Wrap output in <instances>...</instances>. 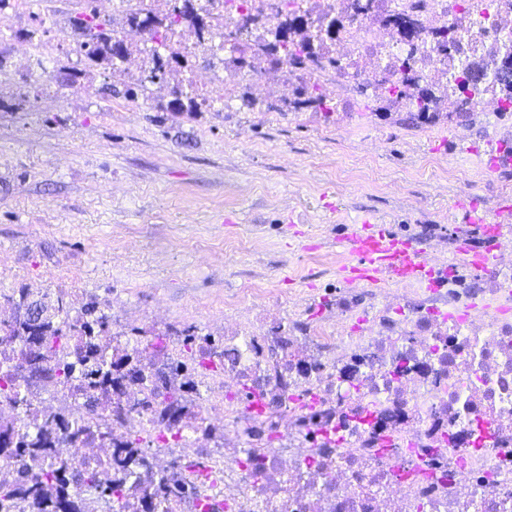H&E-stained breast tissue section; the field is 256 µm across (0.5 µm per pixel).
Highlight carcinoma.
<instances>
[{"instance_id":"obj_1","label":"carcinoma","mask_w":512,"mask_h":512,"mask_svg":"<svg viewBox=\"0 0 512 512\" xmlns=\"http://www.w3.org/2000/svg\"><path fill=\"white\" fill-rule=\"evenodd\" d=\"M191 9L189 0L176 9L167 22L151 28L159 43H164V28L175 25L176 19ZM74 25L82 29L88 40L80 46L82 53L92 62L107 63L112 69L124 61L128 51L114 56L116 44L127 42L112 35L108 24L93 10H83L74 19ZM282 41L283 52L291 57L303 52L313 55L310 38L298 34ZM177 57L160 59L147 72L151 80L163 79L174 70L172 62ZM462 86H470L478 95L489 85L485 71L467 67L462 73ZM141 88L136 83L113 84L108 87L111 97L135 99ZM180 96L169 104L171 112H198L199 104L193 92L185 86L175 88ZM13 304L16 316L0 325V336L14 337L9 349L0 351V399L13 407L26 408L32 401L22 391L20 373L27 371L48 383L67 385L76 394L98 387L102 395L87 400L88 417L82 422H70L60 414L43 415L23 426L0 423V452H8L30 463V469L19 472L16 481L0 484V512H15L19 503L26 504L21 512H97L91 500L72 497L68 493L72 484H89L100 495L128 501L137 500L133 512H148L153 504L154 512H173V504L197 499L195 486L174 475L162 474L151 478L156 490L150 495L140 492V469H148L145 452L139 442L129 439L127 449L130 467L123 476L101 475V465L90 464L74 469L55 461L52 456L53 434L57 429L70 432L78 438L86 431L96 429L102 439L112 438V430L101 427L99 419L106 410L109 390L120 391L133 386L150 389L159 397L155 420L159 431L184 430L208 431L205 420L195 411V406L185 397V390H194L198 383L189 380L180 385L174 379L188 369L187 362L209 367L224 360H215V346L207 337L188 334L184 346L189 353L188 361L174 359L167 354L166 346L153 344L151 349H128V346L111 348L99 341V336L109 332V316L92 300L76 304L68 294L61 292L56 298L52 313H47L43 302L34 300L23 288L10 294H0V299Z\"/></svg>"}]
</instances>
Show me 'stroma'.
I'll use <instances>...</instances> for the list:
<instances>
[{"mask_svg": "<svg viewBox=\"0 0 512 512\" xmlns=\"http://www.w3.org/2000/svg\"><path fill=\"white\" fill-rule=\"evenodd\" d=\"M51 2V18L33 0L35 19L0 31L32 47L0 54V292L52 303L62 290L95 300L112 332L192 328L220 344L237 329L225 297L253 325L266 317L249 290L257 282L296 333L337 293L359 311L368 303L367 284L341 277L354 260L341 242L350 224L380 220L425 250L443 241L451 258L461 239L484 246L464 207L489 216L512 205V170L489 168L482 150L493 136L512 144V112L427 134L406 119L345 128L338 114L284 117L270 101L171 112L164 82L149 100L111 98L110 67L85 77L58 51L85 39L72 24L78 5ZM36 71L55 98L29 92ZM375 139L383 149L367 178L351 179ZM435 156L466 184L439 185L425 164Z\"/></svg>", "mask_w": 512, "mask_h": 512, "instance_id": "obj_1", "label": "stroma"}]
</instances>
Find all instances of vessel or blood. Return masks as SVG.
Here are the masks:
<instances>
[{
    "mask_svg": "<svg viewBox=\"0 0 512 512\" xmlns=\"http://www.w3.org/2000/svg\"><path fill=\"white\" fill-rule=\"evenodd\" d=\"M354 264L344 267V279L376 282L384 276L399 282L426 285L432 275L413 242L389 232L385 226L363 223L345 238Z\"/></svg>",
    "mask_w": 512,
    "mask_h": 512,
    "instance_id": "b4317fda",
    "label": "vessel or blood"
}]
</instances>
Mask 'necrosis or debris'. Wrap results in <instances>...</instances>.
<instances>
[{
  "label": "necrosis or debris",
  "mask_w": 512,
  "mask_h": 512,
  "mask_svg": "<svg viewBox=\"0 0 512 512\" xmlns=\"http://www.w3.org/2000/svg\"><path fill=\"white\" fill-rule=\"evenodd\" d=\"M205 26L177 27L170 44L188 61L204 105L231 104L246 91L276 97L282 111L311 112L299 83L323 92L337 111L359 117L371 100L379 118L397 126L407 94L445 90L419 123L431 130L453 113L485 120L502 107L497 91L459 95V69L476 63L495 74L512 42V0H200ZM318 27L339 17L336 38L317 60L268 52L277 27L293 14ZM247 28L260 44L244 61L224 54L227 31ZM115 36L131 45L118 79L136 80L156 45L126 26ZM213 56L202 69L197 61ZM493 260L469 267L475 288L449 278L447 259L432 258V288L371 291L361 323L346 302L329 306L303 335L282 340L278 322L244 336L224 358V391L203 414L227 421L222 445L197 439L156 450L152 470L193 482L213 512H512V240L493 243ZM279 356H272L276 345ZM123 422L113 444L59 436L55 457L92 460L120 470L119 442L157 431L153 398L140 389L118 399ZM274 435L278 447L244 444L246 422Z\"/></svg>",
  "instance_id": "obj_1"
}]
</instances>
